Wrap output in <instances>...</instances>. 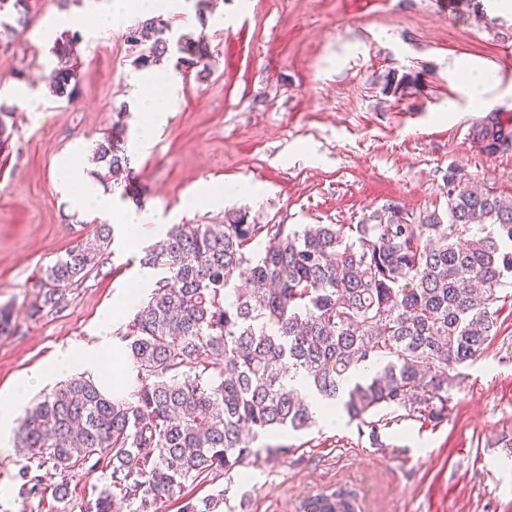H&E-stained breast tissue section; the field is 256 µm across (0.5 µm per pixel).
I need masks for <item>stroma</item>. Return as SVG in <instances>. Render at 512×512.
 Here are the masks:
<instances>
[{
  "instance_id": "obj_1",
  "label": "stroma",
  "mask_w": 512,
  "mask_h": 512,
  "mask_svg": "<svg viewBox=\"0 0 512 512\" xmlns=\"http://www.w3.org/2000/svg\"><path fill=\"white\" fill-rule=\"evenodd\" d=\"M97 0H31L27 28L0 47V101L11 106L0 148V391L57 349L90 340L97 321L129 287L150 294L157 271L145 247L174 224H221L242 212L251 224H362L387 207L446 214L448 180L512 199V149L487 155L469 130L512 114V77H500L478 107L463 93L470 71L512 67V13L495 0H211L199 22L193 0L164 13L173 35L204 36L205 72H163L177 83L148 150L138 146L139 71L125 28L81 29V82L74 102L56 98L43 33ZM124 126L129 169L98 182L115 209L155 212L130 247L112 227L105 261L32 314L50 265L99 224L100 215L62 199L57 169L70 162L86 181L103 164L96 144ZM249 181L256 198L186 208L203 185ZM96 181V180H95ZM498 334L456 369L448 414L433 423L395 418L378 436L347 420L281 432L287 453L250 457L242 471L188 487L216 496L215 512H300L323 490L343 488L364 512H512V286L502 288ZM18 450L0 454V512H86L102 467L72 472L68 494L43 476L45 493L22 492Z\"/></svg>"
}]
</instances>
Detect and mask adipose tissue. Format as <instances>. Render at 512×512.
I'll list each match as a JSON object with an SVG mask.
<instances>
[{"label":"adipose tissue","mask_w":512,"mask_h":512,"mask_svg":"<svg viewBox=\"0 0 512 512\" xmlns=\"http://www.w3.org/2000/svg\"><path fill=\"white\" fill-rule=\"evenodd\" d=\"M163 3L172 10L178 6V0H103L101 5L72 14L68 17L67 23L73 27L109 31L118 27L129 16H147L154 13ZM58 178L60 191L72 195L77 208L98 211L103 217L125 225L131 243H138L141 231L153 221L151 212L145 210H113L111 197L102 195L94 185L82 182L72 166L62 167ZM112 325L111 313H104L92 341L57 350L17 380L9 392L6 405H0L1 448L7 447L8 435L21 409L34 392L47 384L78 372L95 381L104 393H111L112 384L103 374V358L112 355L117 348V340L112 335Z\"/></svg>","instance_id":"1"}]
</instances>
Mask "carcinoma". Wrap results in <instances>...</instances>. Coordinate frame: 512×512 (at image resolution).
<instances>
[{
    "mask_svg": "<svg viewBox=\"0 0 512 512\" xmlns=\"http://www.w3.org/2000/svg\"><path fill=\"white\" fill-rule=\"evenodd\" d=\"M29 0H0V36L28 24ZM146 17L127 29L135 66L152 70L206 65L207 47ZM79 32L57 36L52 93L75 100ZM488 155L512 145V128L491 119L475 131ZM113 173L127 166L121 139L97 143ZM110 228L68 250L48 268L42 302L54 306L85 279L109 244ZM141 266L161 271L149 300L118 336L138 382L127 396L103 395L84 376L58 385L31 407L15 435L27 461L22 489L42 492L35 470L63 481L89 461L105 463V483L89 512H152L189 484L229 474L262 453L282 429L316 423L293 381L371 427L385 411L438 420L448 414L450 371L476 359L497 334L501 288L512 276V200L448 178V221L438 212L416 224L397 211L385 223L249 224L239 214L221 225L174 224L145 250ZM245 274L238 285L236 276Z\"/></svg>",
    "mask_w": 512,
    "mask_h": 512,
    "instance_id": "obj_1",
    "label": "carcinoma"
}]
</instances>
